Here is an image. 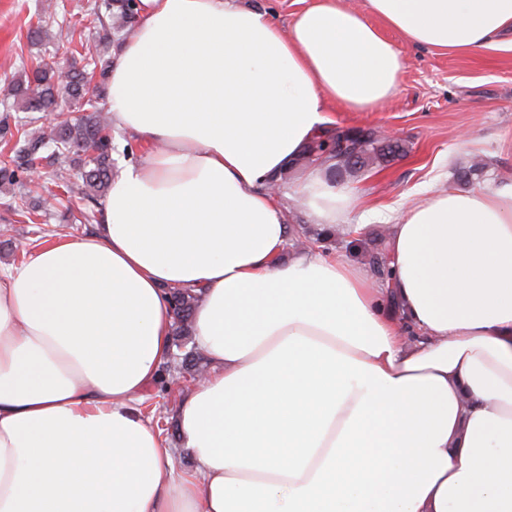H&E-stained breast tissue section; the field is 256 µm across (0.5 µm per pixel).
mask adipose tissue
I'll list each match as a JSON object with an SVG mask.
<instances>
[{"label": "adipose tissue", "instance_id": "adipose-tissue-1", "mask_svg": "<svg viewBox=\"0 0 512 512\" xmlns=\"http://www.w3.org/2000/svg\"><path fill=\"white\" fill-rule=\"evenodd\" d=\"M311 0L288 27L241 0H138L112 123L148 145L92 233L0 269V512H512V182L448 190L390 227V276L288 248L270 190L331 106L367 112L405 60L512 33V0ZM334 230L351 193L296 187ZM199 289L210 364L174 419L141 392ZM396 302L401 320L386 312ZM205 377H206V373L201 374L197 379H192L190 376L187 377L186 375H184L180 379H179V377L178 378L176 377L175 384L182 383L181 379H184L185 381H187V379H189L190 382H192L194 384H198V383L202 382L203 379H205ZM171 380H172L171 377H169L167 373L166 374H165V372L161 373L159 381L160 382L163 381L164 384H166V385L168 384V386H169L168 392L170 391V389L172 387V395H168L166 393H157L158 389L154 388L155 385H153V386L148 387L142 393V397L139 402V406H140L141 410L143 411V413L145 414V416L148 417L150 424L155 429V431H157V432L159 431L160 433H162V430H159L157 428V424L160 421H164V423H166L168 425L167 427H169V432L167 433V431H165L163 437L166 438L168 445L171 448L173 458H174V463H175L176 467L179 470H191L193 467V463H192L191 459L183 452V450L181 448V435H180L179 429L174 424L173 415H174V411H175V406L179 402L180 398L187 391H189L192 388L193 384L184 382L183 384H180L179 386H172ZM148 393H157L158 394L157 397L153 400L156 402V406L153 407V409L151 411H148L146 409V407L142 405V402L145 400V398L147 397L146 395ZM159 407L161 409V415H160L161 418L159 417V415L156 414V412L158 411L157 409Z\"/></svg>", "mask_w": 512, "mask_h": 512}]
</instances>
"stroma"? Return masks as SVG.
I'll use <instances>...</instances> for the list:
<instances>
[{
    "label": "stroma",
    "instance_id": "35a3bbf8",
    "mask_svg": "<svg viewBox=\"0 0 512 512\" xmlns=\"http://www.w3.org/2000/svg\"><path fill=\"white\" fill-rule=\"evenodd\" d=\"M41 39L28 34L30 20L41 14L45 0H0V83L19 78L32 62L52 56L72 65L71 50L78 42L94 43L95 29L78 26L93 0H55ZM385 35L404 59L397 94L378 109L351 112L330 110V124L342 129L382 127L405 141L410 151L383 166L346 182L354 198L347 218L351 224H367L368 237L387 231L412 200L425 193L454 187V167L475 156L492 163L491 182L512 179V49H488L473 54L444 53L414 46L394 30ZM52 209L40 212L35 223L20 222L13 206L20 194L41 197L54 189L52 177L40 183L0 186V264L15 265L31 255L36 244L62 236L92 232L78 216L85 207L79 180ZM191 388L190 383L158 394L156 410L148 411L151 424L170 426L165 438L178 469H192L181 448V435L172 424L175 407Z\"/></svg>",
    "mask_w": 512,
    "mask_h": 512
}]
</instances>
